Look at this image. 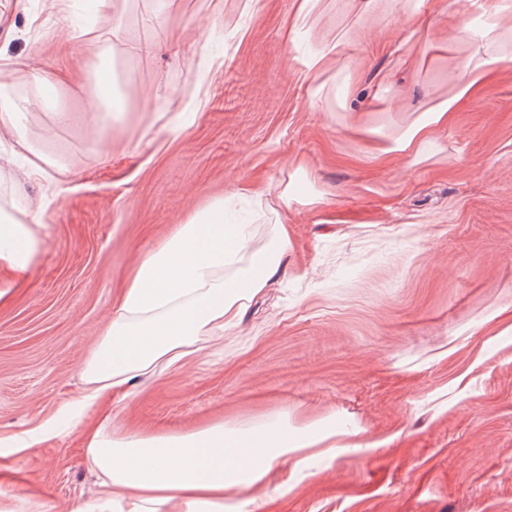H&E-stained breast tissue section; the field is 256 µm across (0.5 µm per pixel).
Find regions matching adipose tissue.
<instances>
[{"instance_id":"1","label":"adipose tissue","mask_w":512,"mask_h":512,"mask_svg":"<svg viewBox=\"0 0 512 512\" xmlns=\"http://www.w3.org/2000/svg\"><path fill=\"white\" fill-rule=\"evenodd\" d=\"M460 49L448 97L430 103L399 136L392 150L428 148L434 129L447 125L457 102L473 93L495 56L470 34L465 18L456 21ZM112 51L104 43L94 58L74 61L91 92L88 112L99 129L112 127V72L103 62ZM31 97L0 100V135L28 149L24 119L40 101L45 86L66 90L67 77L36 69L29 73ZM288 230L278 225L273 238L256 246L247 225L228 224L223 209L201 212L175 232L137 267L112 315L111 325L84 367L87 387L62 415L66 431H80L92 469L100 477L98 512L123 503L129 512H224V494L240 485L262 487L272 467L304 448L335 453L358 447L359 430L337 429L335 418L289 427L287 415L249 426L215 422L189 433L116 436L112 417L89 425L85 414L126 394L155 368H174L196 351L203 336H220L238 326L249 304L278 274ZM36 248L18 225H0V261L25 270Z\"/></svg>"}]
</instances>
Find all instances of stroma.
Segmentation results:
<instances>
[{"label":"stroma","mask_w":512,"mask_h":512,"mask_svg":"<svg viewBox=\"0 0 512 512\" xmlns=\"http://www.w3.org/2000/svg\"><path fill=\"white\" fill-rule=\"evenodd\" d=\"M300 0H0V58L12 90L112 42L124 109L112 149L97 137L79 74L76 119L28 139L63 165L57 197L0 168V211L38 241L29 269L0 265V501L15 512L93 505L97 476L82 434L13 437L81 394L82 369L124 283L177 225L223 205L255 245L288 226L286 267L241 324L204 336L177 369H156L112 403L116 434L245 426L289 413L335 417L362 445L279 461L261 491L224 512H512V56L461 100L433 146L387 152L424 106L447 98L455 16L482 15L512 44V0H424L388 15L313 77L309 56L363 0H320L292 30ZM154 41L148 56L126 43ZM278 202L254 210L243 189Z\"/></svg>","instance_id":"1"}]
</instances>
